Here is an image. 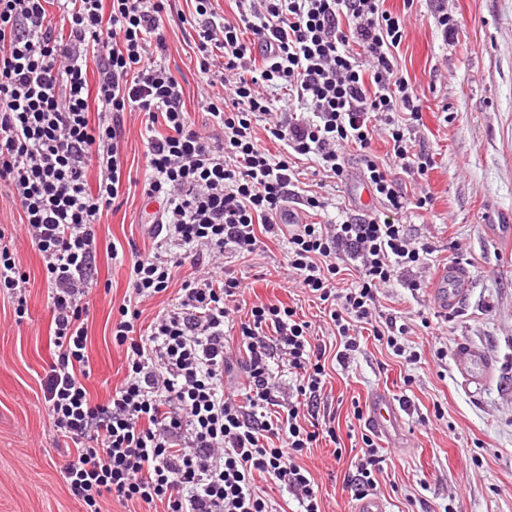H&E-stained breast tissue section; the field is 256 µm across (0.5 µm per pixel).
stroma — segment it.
Instances as JSON below:
<instances>
[{
  "mask_svg": "<svg viewBox=\"0 0 512 512\" xmlns=\"http://www.w3.org/2000/svg\"><path fill=\"white\" fill-rule=\"evenodd\" d=\"M457 22L444 33L439 7ZM385 10L405 15L398 66L423 94L422 122L409 125L417 149L432 161L422 185L428 209L403 216L408 235L432 246L433 262L414 270L418 289L392 282L378 294L381 316L408 328L402 342L416 354L396 356L371 332L342 366L326 363L318 424H333L338 442L321 439L301 463L314 480L321 512H354L343 483L360 453L349 433L354 403L386 389L403 408L399 444L377 439L384 462L376 494L388 512H512V0H384ZM190 0H172L165 17L167 51L161 61L181 84L185 108L198 127L208 126L198 107L203 84L196 48L181 22ZM145 198L131 191L97 226L98 288L89 295L88 353L93 366L86 387L106 402L125 376V353L113 344L112 319L128 293V267L107 248L124 253L152 246ZM29 275L28 313L16 319L0 302V512H83L59 478L66 455L45 409L41 380L54 357L51 315L42 257L22 234L8 241ZM284 238H264L248 258L225 251L224 264L246 286L242 309L281 300L311 325L312 341L336 346L315 302L288 282ZM454 263L471 274L469 293L454 313L434 303L440 269ZM474 346L492 362L489 382H463L452 355Z\"/></svg>",
  "mask_w": 512,
  "mask_h": 512,
  "instance_id": "1",
  "label": "stroma"
}]
</instances>
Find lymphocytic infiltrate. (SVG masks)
Masks as SVG:
<instances>
[{
    "instance_id": "f902f5d3",
    "label": "lymphocytic infiltrate",
    "mask_w": 512,
    "mask_h": 512,
    "mask_svg": "<svg viewBox=\"0 0 512 512\" xmlns=\"http://www.w3.org/2000/svg\"><path fill=\"white\" fill-rule=\"evenodd\" d=\"M189 25L198 37L199 72L221 100L201 93L199 107L222 134H203L184 108L183 88L159 61L166 49L168 0H0V182L22 211L42 256L55 355L41 389L57 439L71 452L60 475L85 512L115 501L167 512H270L256 485L267 477L292 489L303 512H321L300 459L320 433L299 422L314 413L325 385L326 350L312 343L310 323L283 302H259L236 322L242 281L224 252L248 257L261 235H288L293 279L317 299L348 362L372 328L395 355L404 326L378 322L380 288L428 265L429 244L412 245L399 216L424 208L410 198L372 149L384 136L407 175L429 161L413 151L405 123L422 119L421 98L400 73L401 16L383 0H236L234 20L216 19L211 0H194ZM99 58L89 80L88 54ZM287 91L305 117L275 107L267 89ZM143 114L148 132L144 194L159 204L166 234L128 262L129 302L118 308L112 341L125 351L126 373L105 404L91 403L85 382L86 299L94 276L96 225L131 191L124 180L122 116ZM282 142L274 156L255 126ZM355 149L382 211L336 224L294 223L289 204L324 209L298 191L303 157H316L331 178L346 176ZM0 293L17 318L28 312V276L2 246ZM191 264L177 305L138 334L140 302L166 292L176 270ZM358 280L338 294L342 272ZM246 353V400L224 389L234 369L224 335ZM287 364L297 398L286 417L278 405L272 358ZM354 469L343 481L355 499L375 489L383 461L362 435Z\"/></svg>"
}]
</instances>
